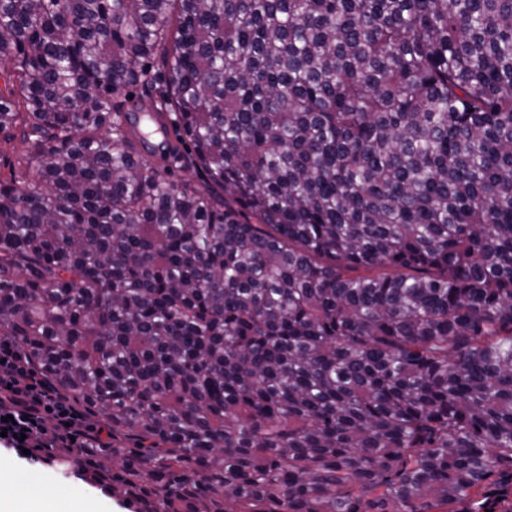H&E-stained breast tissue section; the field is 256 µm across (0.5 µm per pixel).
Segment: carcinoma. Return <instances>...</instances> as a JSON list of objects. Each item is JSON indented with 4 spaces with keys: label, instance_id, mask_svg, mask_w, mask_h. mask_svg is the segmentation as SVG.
Segmentation results:
<instances>
[{
    "label": "carcinoma",
    "instance_id": "1",
    "mask_svg": "<svg viewBox=\"0 0 512 512\" xmlns=\"http://www.w3.org/2000/svg\"><path fill=\"white\" fill-rule=\"evenodd\" d=\"M0 64V338L112 437L66 471L456 512L512 469V0H0Z\"/></svg>",
    "mask_w": 512,
    "mask_h": 512
}]
</instances>
